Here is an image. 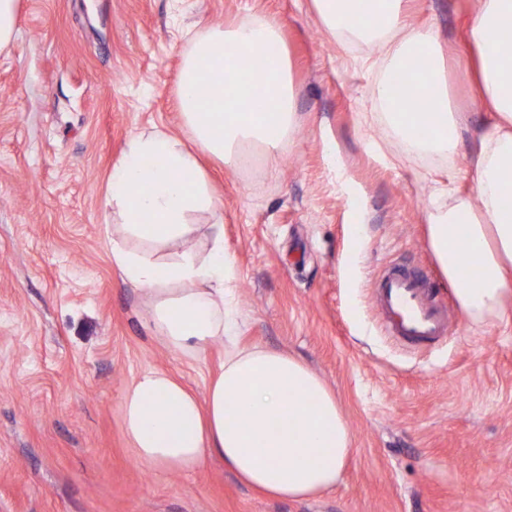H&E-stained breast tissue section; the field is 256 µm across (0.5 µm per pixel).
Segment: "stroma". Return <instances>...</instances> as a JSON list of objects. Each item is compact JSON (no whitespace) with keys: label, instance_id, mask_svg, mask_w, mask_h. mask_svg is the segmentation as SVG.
<instances>
[{"label":"stroma","instance_id":"obj_1","mask_svg":"<svg viewBox=\"0 0 512 512\" xmlns=\"http://www.w3.org/2000/svg\"><path fill=\"white\" fill-rule=\"evenodd\" d=\"M467 9L410 2L440 36L463 118V193L486 119L458 64ZM259 16L280 25L297 130L277 176L202 165L223 203L242 341L304 359L351 430L341 481L303 501L269 499L216 460H137L121 409L132 378L158 367L204 395L224 346L193 360L156 339L144 297L112 266L100 206L132 136L182 134L189 34ZM370 51L341 45L312 0H19L0 51V512H512V300L479 327L459 308L426 241L445 166L406 154L374 114L389 66L382 47L368 66ZM391 267L430 282L446 337L410 346L386 333L375 288Z\"/></svg>","mask_w":512,"mask_h":512}]
</instances>
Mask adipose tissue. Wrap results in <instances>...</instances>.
<instances>
[{
    "label": "adipose tissue",
    "instance_id": "ef3b65f1",
    "mask_svg": "<svg viewBox=\"0 0 512 512\" xmlns=\"http://www.w3.org/2000/svg\"><path fill=\"white\" fill-rule=\"evenodd\" d=\"M366 3L356 15L350 0H313L328 31L346 45H381L402 32L390 60L409 78L398 93L390 82L377 84L379 118L409 153L452 161L458 120L448 106L438 36L410 23L407 0ZM507 19L512 0H470L464 54L477 106L488 118L469 193L457 194V172L448 170L430 196L428 214V247L475 323L512 298V222L500 216L504 197H512V52L489 50ZM280 43V27L269 18L196 35L176 77L183 135H134L112 169L101 207L121 224L112 265L144 295L159 341L193 358L214 341L224 342V362L204 397L159 368L133 378L122 412L137 459L168 471H191L217 459L256 491L302 501L340 481L351 452L349 426L331 389L303 360L240 345L237 270L224 245L223 204L198 161L203 153L236 169L259 155L276 173L281 144L297 126L289 66L282 60L274 68L244 70L239 61ZM253 99L273 102L274 111L247 109ZM416 101L427 107L423 138L412 132ZM147 160L153 163L148 173ZM201 213L213 222L199 249L190 241L199 230L193 218ZM132 237L145 248L130 247Z\"/></svg>",
    "mask_w": 512,
    "mask_h": 512
}]
</instances>
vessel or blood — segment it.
<instances>
[{"instance_id":"b4317fda","label":"vessel or blood","mask_w":512,"mask_h":512,"mask_svg":"<svg viewBox=\"0 0 512 512\" xmlns=\"http://www.w3.org/2000/svg\"><path fill=\"white\" fill-rule=\"evenodd\" d=\"M378 303L389 333L401 341H434L447 331L443 308L436 304L427 281L414 272H388L380 282Z\"/></svg>"}]
</instances>
